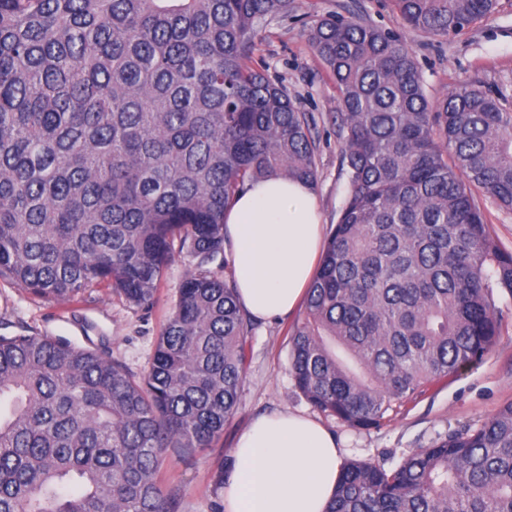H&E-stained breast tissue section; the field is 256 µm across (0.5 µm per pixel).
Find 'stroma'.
Segmentation results:
<instances>
[{
    "label": "stroma",
    "mask_w": 512,
    "mask_h": 512,
    "mask_svg": "<svg viewBox=\"0 0 512 512\" xmlns=\"http://www.w3.org/2000/svg\"><path fill=\"white\" fill-rule=\"evenodd\" d=\"M360 16L406 39L431 100L467 80L512 100V0H499L491 17L447 38H427L407 28L392 0H296L294 12L272 20L262 32L257 63L281 84L302 111L315 118L317 183L314 192L324 231L336 224L347 194L341 163L342 140L334 116L338 91L311 48L306 32L327 15ZM187 265L175 259L167 268L154 308L129 306L104 285L87 288L74 302L45 300L0 279V335L62 336L72 344L107 351L136 373L148 369L169 309ZM500 334L491 350L448 382L388 413L380 426L354 428L316 409L296 387L290 372L291 333L302 312L274 321L253 322L248 369L237 411L211 448L169 449L163 484L177 512H220L224 503L218 475L239 433L258 415L272 411L304 413L335 436L343 460L392 468L453 431L479 428L512 402V299L496 296Z\"/></svg>",
    "instance_id": "35a3bbf8"
}]
</instances>
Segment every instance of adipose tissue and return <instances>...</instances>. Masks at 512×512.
<instances>
[{
	"label": "adipose tissue",
	"instance_id": "1",
	"mask_svg": "<svg viewBox=\"0 0 512 512\" xmlns=\"http://www.w3.org/2000/svg\"><path fill=\"white\" fill-rule=\"evenodd\" d=\"M238 301L252 317L293 312L316 274L323 235L310 185L270 176L224 214ZM341 469L334 435L299 413L257 418L224 477L225 512H327Z\"/></svg>",
	"mask_w": 512,
	"mask_h": 512
}]
</instances>
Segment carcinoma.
I'll list each match as a JSON object with an SVG mask.
<instances>
[{
    "mask_svg": "<svg viewBox=\"0 0 512 512\" xmlns=\"http://www.w3.org/2000/svg\"><path fill=\"white\" fill-rule=\"evenodd\" d=\"M447 37L497 0H393ZM295 0H0V278L71 301L106 282L136 309L188 260L141 376L41 335L0 336V512H176L169 448L234 416L252 324L224 213L269 175L315 183L314 118L257 66ZM307 40L339 92L348 191L292 335L296 387L378 426L500 333L512 253V109L461 82L431 105L407 43L328 15ZM328 512H512V402L396 468L350 460ZM486 219L500 247L506 251H512V215H505L489 207L486 211Z\"/></svg>",
    "mask_w": 512,
    "mask_h": 512,
    "instance_id": "obj_1",
    "label": "carcinoma"
}]
</instances>
